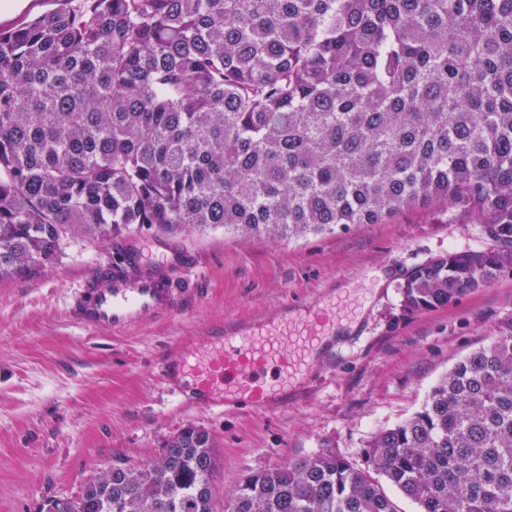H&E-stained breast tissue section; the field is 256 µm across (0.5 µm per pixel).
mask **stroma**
I'll list each match as a JSON object with an SVG mask.
<instances>
[{"label": "stroma", "instance_id": "35a3bbf8", "mask_svg": "<svg viewBox=\"0 0 512 512\" xmlns=\"http://www.w3.org/2000/svg\"><path fill=\"white\" fill-rule=\"evenodd\" d=\"M167 241L192 264L183 311L126 334L87 329L67 313L82 280L112 267L124 237L68 232L52 266L0 280V512H45L98 469L149 462L189 424L211 433L222 490L322 450L366 468L373 437L420 409L456 362L512 320V275L445 306L403 310L400 286L413 268L490 246L473 213L443 201L292 240L217 227ZM331 296L340 313L364 302L360 320L278 409L220 414L163 391L157 362L175 342L200 343L207 327Z\"/></svg>", "mask_w": 512, "mask_h": 512}]
</instances>
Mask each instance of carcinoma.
I'll list each match as a JSON object with an SVG mask.
<instances>
[{"label": "carcinoma", "instance_id": "1", "mask_svg": "<svg viewBox=\"0 0 512 512\" xmlns=\"http://www.w3.org/2000/svg\"><path fill=\"white\" fill-rule=\"evenodd\" d=\"M0 30V278L68 231L222 226L302 237L434 201L489 249L414 268L403 308L512 274V0H60ZM320 451L218 499L188 425L146 465L89 475L47 512H512V321L368 445Z\"/></svg>", "mask_w": 512, "mask_h": 512}]
</instances>
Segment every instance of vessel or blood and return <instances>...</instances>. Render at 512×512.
I'll use <instances>...</instances> for the list:
<instances>
[{"instance_id": "obj_1", "label": "vessel or blood", "mask_w": 512, "mask_h": 512, "mask_svg": "<svg viewBox=\"0 0 512 512\" xmlns=\"http://www.w3.org/2000/svg\"><path fill=\"white\" fill-rule=\"evenodd\" d=\"M112 269L83 281L69 316L86 328L123 333L172 316L182 305L177 275L186 257L164 240L141 237L124 244ZM334 304L291 315L287 310L240 325H219L204 345L164 353L161 383L183 402L207 410L243 406L267 410L300 390L324 340L335 335Z\"/></svg>"}]
</instances>
